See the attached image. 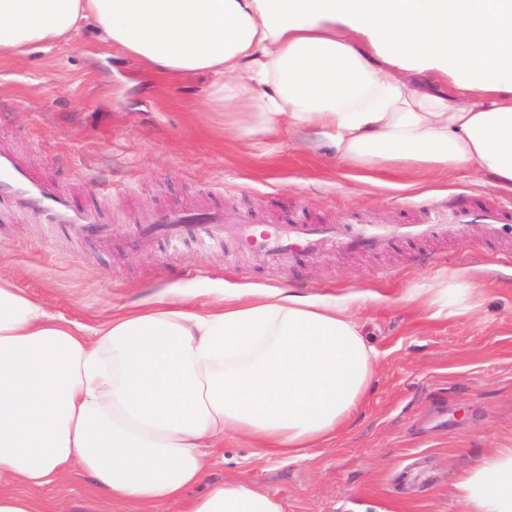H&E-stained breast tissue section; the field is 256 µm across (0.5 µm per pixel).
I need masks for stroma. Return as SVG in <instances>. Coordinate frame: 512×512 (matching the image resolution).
Wrapping results in <instances>:
<instances>
[{
  "instance_id": "stroma-1",
  "label": "stroma",
  "mask_w": 512,
  "mask_h": 512,
  "mask_svg": "<svg viewBox=\"0 0 512 512\" xmlns=\"http://www.w3.org/2000/svg\"><path fill=\"white\" fill-rule=\"evenodd\" d=\"M209 84L145 76L89 28L64 48L16 56L0 47V149L113 232L104 244L31 218L0 222V277H14L50 312L89 324L167 292L201 305L222 288L367 293L358 317L381 357L347 430L295 465L231 441L209 453L207 473L246 480L277 496L285 512H468L458 480L512 448V261L485 247L480 225L465 244L329 249L286 269L231 242L146 250L132 228L161 208L207 206L239 209L261 224L301 213L318 224L355 216L400 224L431 200H512V189L482 185L466 171L364 174L338 159L330 141L308 145L237 127L232 114L210 106ZM422 252L435 263L421 264ZM454 274L478 286L458 314L433 320L426 305L403 302L408 289Z\"/></svg>"
}]
</instances>
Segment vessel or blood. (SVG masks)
I'll use <instances>...</instances> for the list:
<instances>
[{"instance_id":"obj_1","label":"vessel or blood","mask_w":512,"mask_h":512,"mask_svg":"<svg viewBox=\"0 0 512 512\" xmlns=\"http://www.w3.org/2000/svg\"><path fill=\"white\" fill-rule=\"evenodd\" d=\"M0 200L18 215L36 216L39 223L61 225L77 238L109 240L110 225L100 223L91 211L44 182L13 153L0 150ZM512 223V206L487 201L475 206L460 197L427 208L413 224H312L299 218L272 230H257L252 221L235 210L207 207L195 211H161L149 223L137 226L135 235L145 247L162 240L172 245L196 231L199 244L233 237L272 257H294L328 245L342 250L387 251L437 234H454L467 241L470 225H481L483 239L502 238Z\"/></svg>"}]
</instances>
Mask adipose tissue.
<instances>
[{
  "label": "adipose tissue",
  "instance_id": "1",
  "mask_svg": "<svg viewBox=\"0 0 512 512\" xmlns=\"http://www.w3.org/2000/svg\"><path fill=\"white\" fill-rule=\"evenodd\" d=\"M149 73L205 76L209 101L268 131L331 141L366 172L463 169L512 189V0H0V46L71 44L81 27ZM471 288L411 290L432 318ZM358 296L268 288L209 307L161 296L88 326L0 278V512H44L73 472L92 498L63 512H284L215 481L225 440L307 459L368 395L378 352ZM456 489L469 512H512V448Z\"/></svg>",
  "mask_w": 512,
  "mask_h": 512
}]
</instances>
